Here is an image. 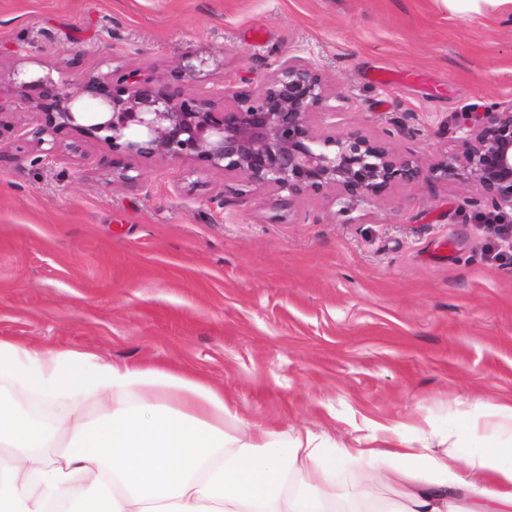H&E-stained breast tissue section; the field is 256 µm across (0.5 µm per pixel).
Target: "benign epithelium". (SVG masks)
I'll return each mask as SVG.
<instances>
[{"instance_id":"obj_1","label":"benign epithelium","mask_w":512,"mask_h":512,"mask_svg":"<svg viewBox=\"0 0 512 512\" xmlns=\"http://www.w3.org/2000/svg\"><path fill=\"white\" fill-rule=\"evenodd\" d=\"M207 61L186 54L158 76L121 66L101 74L88 68L70 84L15 71L14 84L40 114L32 131L44 142L66 127L101 141L112 152L149 160H188L226 175H239L256 190L287 193L292 203L329 190L336 197L369 202L401 184L459 177L471 183L466 205L490 208L503 218L512 210V106H493L473 120L457 118V149L426 167L392 146L395 133L373 137L361 129L336 132L344 97L322 73L297 57L280 60L273 74L246 91L224 86L220 96L186 95L183 85Z\"/></svg>"}]
</instances>
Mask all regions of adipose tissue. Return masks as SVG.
I'll list each match as a JSON object with an SVG mask.
<instances>
[{
    "label": "adipose tissue",
    "instance_id": "obj_1",
    "mask_svg": "<svg viewBox=\"0 0 512 512\" xmlns=\"http://www.w3.org/2000/svg\"><path fill=\"white\" fill-rule=\"evenodd\" d=\"M63 409L45 426L0 392V512H455L456 490L481 492L465 512H512V445L337 447L310 432L253 424L231 437L223 392L187 373L101 365L89 354H40L0 339V379ZM100 412L88 422L86 400ZM475 476L464 483L452 468ZM360 465L339 496L340 464ZM401 486L400 500L376 498Z\"/></svg>",
    "mask_w": 512,
    "mask_h": 512
}]
</instances>
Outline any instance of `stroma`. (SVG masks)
I'll list each match as a JSON object with an SVG mask.
<instances>
[{"instance_id": "stroma-1", "label": "stroma", "mask_w": 512, "mask_h": 512, "mask_svg": "<svg viewBox=\"0 0 512 512\" xmlns=\"http://www.w3.org/2000/svg\"><path fill=\"white\" fill-rule=\"evenodd\" d=\"M208 59L193 91L250 89L278 58L346 98L337 130L396 131L431 164L455 117L512 105V14L439 0H0V95L14 70L73 57L160 75ZM0 142V338L222 389L237 423L355 448L430 447L471 429L512 442V234L466 206L458 178L341 207L292 205L188 161L112 155L72 128L32 140L19 105ZM81 142V155L66 147ZM132 166L143 187L112 177Z\"/></svg>"}]
</instances>
